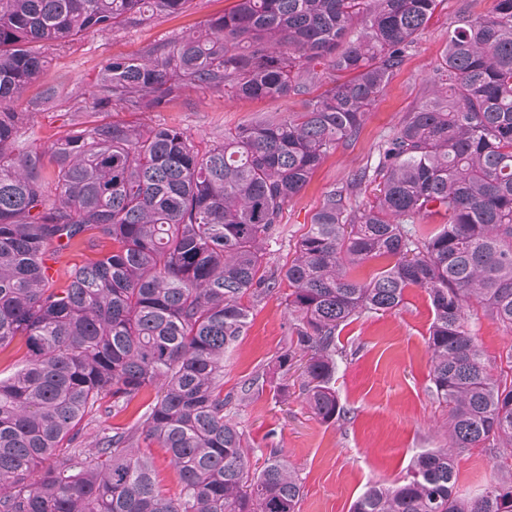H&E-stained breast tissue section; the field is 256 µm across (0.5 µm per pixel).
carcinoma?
<instances>
[{"label": "carcinoma", "mask_w": 512, "mask_h": 512, "mask_svg": "<svg viewBox=\"0 0 512 512\" xmlns=\"http://www.w3.org/2000/svg\"><path fill=\"white\" fill-rule=\"evenodd\" d=\"M189 0H0V349L21 339L23 365L0 379V512H299L302 484L272 452L262 466L225 409L224 357L255 302L287 284L295 336L272 370L301 368L315 417L345 415L336 337L353 320L424 290L434 395L448 447L406 476L372 483L350 512H512V347L491 375L478 313L512 333V0L488 13L467 0L437 71L448 77L385 139L375 166L328 191L279 275L264 245L283 207L327 154L357 139L377 99L442 0H236L196 32L116 57L92 111L154 112L188 85L246 99H293L300 111L224 130L200 152L176 127L92 123L20 151L14 109L47 64L34 46L183 12ZM332 75L317 95L314 88ZM377 183L372 202L362 185ZM438 215L434 229L420 220ZM90 235L112 252L60 284L51 253ZM386 257L368 280L352 271ZM268 384L264 371L243 386ZM156 398L129 428L77 445L84 418ZM165 449L179 491L160 488L146 449ZM495 449L499 476L456 491L457 458Z\"/></svg>", "instance_id": "cac0c4a2"}]
</instances>
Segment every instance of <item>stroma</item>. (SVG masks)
Listing matches in <instances>:
<instances>
[{
	"label": "stroma",
	"mask_w": 512,
	"mask_h": 512,
	"mask_svg": "<svg viewBox=\"0 0 512 512\" xmlns=\"http://www.w3.org/2000/svg\"><path fill=\"white\" fill-rule=\"evenodd\" d=\"M232 3L190 0L183 13L119 31H90L75 42L47 49L43 75L14 105L16 111L28 115L20 148L45 146L70 129L77 120L76 108L90 105L91 92L108 59L137 56L152 45L176 41L206 20L223 15ZM462 3L444 0L366 113L358 139L330 152L307 187L288 202L280 232L267 247V273H278L291 258L296 240L324 194L341 186L356 170L373 165L382 139L393 135L406 113L424 99ZM51 85L61 90L55 105L29 111V102ZM297 109L291 100H245L229 91L212 93L190 86L160 111L143 116L116 107L107 117L131 124L143 121L179 127L203 150L222 141L226 128ZM432 320L427 294L411 288L397 309L362 315L341 331L338 344L345 356L336 372L335 388L346 411L342 420L327 424L312 414L294 371L288 375L287 396L268 389L233 406V416L250 444L263 450L281 449L295 468L304 491L300 512H350L371 482L395 481L405 475L418 454L446 447L448 412L433 395L430 380ZM292 328L281 294L256 304L245 336L224 358L225 391L239 392L245 380L266 368L287 347ZM474 333L489 373L497 374L500 354L512 347V333L487 317L477 321ZM155 395V389H147L116 415L90 417L81 451L94 452L104 427L135 422ZM496 474L489 451L472 449L458 460L457 489L478 494Z\"/></svg>",
	"instance_id": "1"
}]
</instances>
